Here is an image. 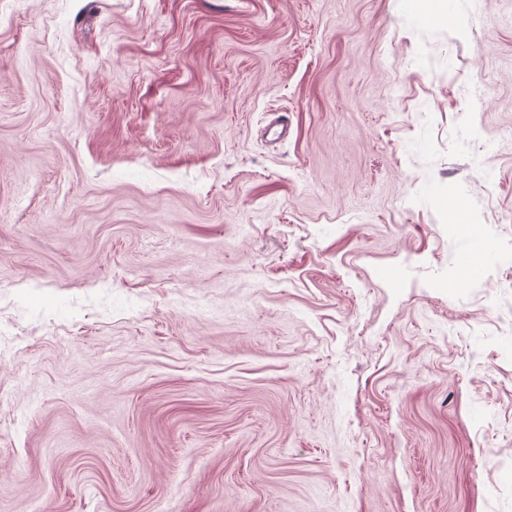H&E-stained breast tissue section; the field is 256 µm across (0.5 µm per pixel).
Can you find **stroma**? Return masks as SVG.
Returning <instances> with one entry per match:
<instances>
[{"mask_svg": "<svg viewBox=\"0 0 512 512\" xmlns=\"http://www.w3.org/2000/svg\"><path fill=\"white\" fill-rule=\"evenodd\" d=\"M512 512V0H0V512Z\"/></svg>", "mask_w": 512, "mask_h": 512, "instance_id": "1", "label": "stroma"}]
</instances>
